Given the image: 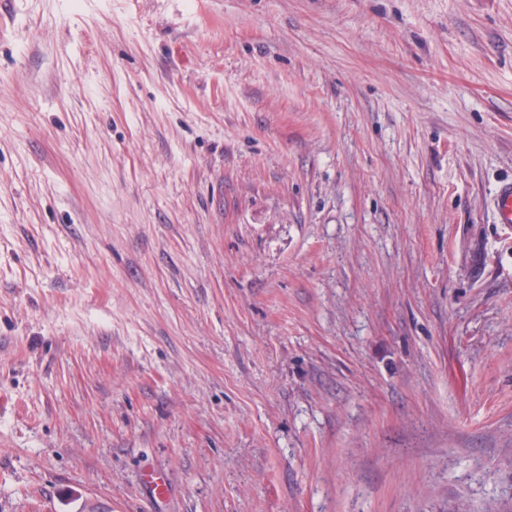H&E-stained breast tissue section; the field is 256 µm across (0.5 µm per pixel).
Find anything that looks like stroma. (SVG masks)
<instances>
[{"mask_svg": "<svg viewBox=\"0 0 512 512\" xmlns=\"http://www.w3.org/2000/svg\"><path fill=\"white\" fill-rule=\"evenodd\" d=\"M508 179L512 0H0V512H512ZM497 221L512 224V181L499 186L495 196Z\"/></svg>", "mask_w": 512, "mask_h": 512, "instance_id": "stroma-1", "label": "stroma"}]
</instances>
